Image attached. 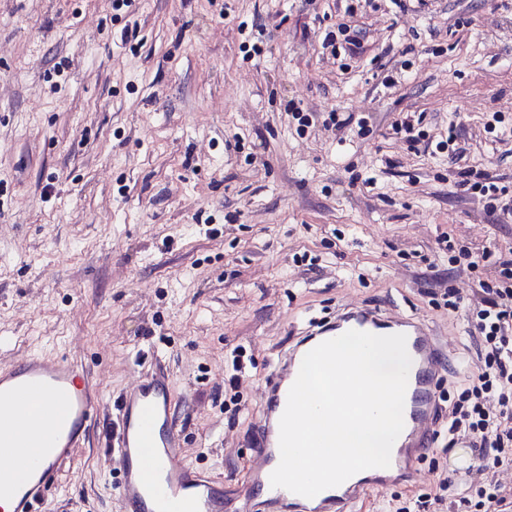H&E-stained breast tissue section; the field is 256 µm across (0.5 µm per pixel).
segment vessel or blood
<instances>
[{"instance_id": "b4317fda", "label": "vessel or blood", "mask_w": 512, "mask_h": 512, "mask_svg": "<svg viewBox=\"0 0 512 512\" xmlns=\"http://www.w3.org/2000/svg\"><path fill=\"white\" fill-rule=\"evenodd\" d=\"M349 330L375 335L404 334L412 364L408 374L404 429L395 442L390 468L306 498L273 487L280 462L279 421L303 357L320 343ZM444 350L420 320L389 316L369 306L346 308L335 321L315 324L284 353L264 390L263 418L254 450L251 491L237 501L224 495L222 476L183 460V443L173 421V385L167 373L142 378L121 400L116 452L122 461L115 487L120 512H250L262 494L270 512H358L370 489L408 474L431 444L435 390ZM98 399L83 366L62 356L34 355L0 371V499L9 512H37L61 465L86 435Z\"/></svg>"}]
</instances>
